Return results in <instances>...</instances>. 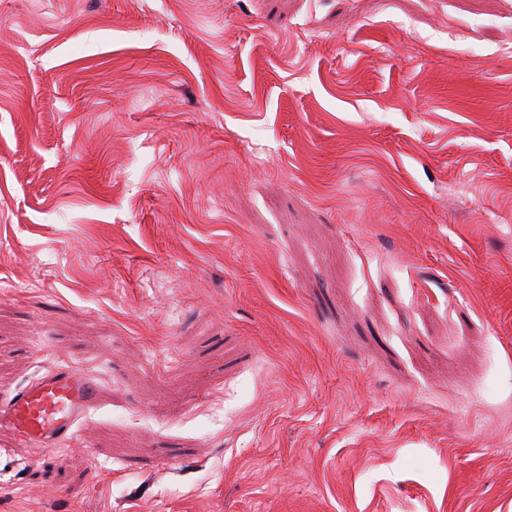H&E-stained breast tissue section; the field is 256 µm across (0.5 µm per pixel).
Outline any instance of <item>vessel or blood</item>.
Segmentation results:
<instances>
[{"mask_svg":"<svg viewBox=\"0 0 512 512\" xmlns=\"http://www.w3.org/2000/svg\"><path fill=\"white\" fill-rule=\"evenodd\" d=\"M97 384L72 365H56L0 400V426L23 446L53 449L72 441L94 406Z\"/></svg>","mask_w":512,"mask_h":512,"instance_id":"b4317fda","label":"vessel or blood"}]
</instances>
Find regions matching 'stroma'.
Masks as SVG:
<instances>
[{
  "mask_svg": "<svg viewBox=\"0 0 512 512\" xmlns=\"http://www.w3.org/2000/svg\"><path fill=\"white\" fill-rule=\"evenodd\" d=\"M512 0H0V512H512ZM98 385L72 365H55L0 400V426L24 447L53 449L71 442Z\"/></svg>",
  "mask_w": 512,
  "mask_h": 512,
  "instance_id": "1",
  "label": "stroma"
}]
</instances>
